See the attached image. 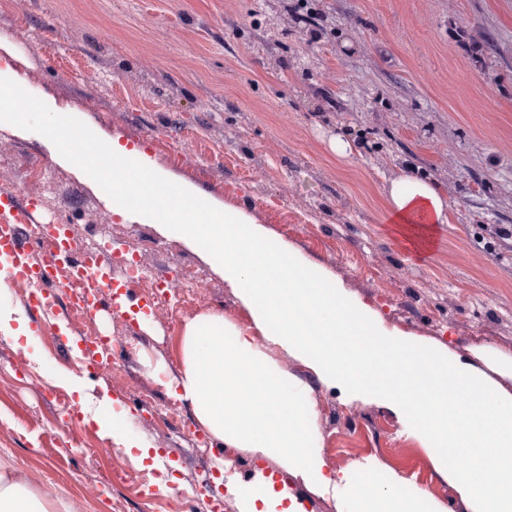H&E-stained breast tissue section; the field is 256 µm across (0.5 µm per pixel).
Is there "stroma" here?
Segmentation results:
<instances>
[{"mask_svg":"<svg viewBox=\"0 0 512 512\" xmlns=\"http://www.w3.org/2000/svg\"><path fill=\"white\" fill-rule=\"evenodd\" d=\"M0 55L22 89L101 139L144 148L173 181L240 209L318 263L389 333L445 351L512 394V0H0ZM67 71L76 79L64 80ZM355 144L346 157L334 136ZM421 169L448 197L422 260L385 215L394 172ZM40 197L46 219L99 240L112 224L144 264L204 271V311L267 346L311 388L316 443L342 451L324 473L359 484L373 470L469 512L436 469L432 444L375 399L318 381L268 345L202 250L123 220L80 168L40 134L0 122V188ZM193 314L106 313L0 335V454L33 487L79 512H209L219 447L180 403L170 430L155 411L175 394ZM138 337L112 369L78 368L84 336ZM361 408L365 417L353 416ZM127 412L157 467H140L93 418ZM235 474L285 482L305 512H339L340 493L308 488L272 457L239 451Z\"/></svg>","mask_w":512,"mask_h":512,"instance_id":"35a3bbf8","label":"stroma"}]
</instances>
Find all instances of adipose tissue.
<instances>
[{"label":"adipose tissue","mask_w":512,"mask_h":512,"mask_svg":"<svg viewBox=\"0 0 512 512\" xmlns=\"http://www.w3.org/2000/svg\"><path fill=\"white\" fill-rule=\"evenodd\" d=\"M387 215L404 236L428 239L429 227L448 221L440 187L418 169L398 170L390 180ZM181 399L191 403L198 421L228 448H249L278 457L289 473L312 488L335 484L317 465L316 413L308 408V389L279 369L253 337L223 316L210 315L187 324L182 368L172 381ZM241 512H302L286 491L258 477L248 484L227 483ZM365 512H428L431 496L416 487L403 488L400 478L371 475L350 492ZM0 512H73L70 502L47 501L27 478L0 459Z\"/></svg>","instance_id":"obj_1"}]
</instances>
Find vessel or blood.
Here are the masks:
<instances>
[{
  "mask_svg": "<svg viewBox=\"0 0 512 512\" xmlns=\"http://www.w3.org/2000/svg\"><path fill=\"white\" fill-rule=\"evenodd\" d=\"M39 203L12 188L0 189V279L5 282L27 278L32 286L27 310L33 324L54 318L67 307L82 306L86 315L107 311L120 313L112 295V269L100 259L83 255L69 239L64 225L43 226L44 249H36L30 236L37 224ZM86 282L83 295L71 296L59 284L61 269ZM89 372H97L111 358L108 342L83 346Z\"/></svg>",
  "mask_w": 512,
  "mask_h": 512,
  "instance_id": "obj_1",
  "label": "vessel or blood"
}]
</instances>
